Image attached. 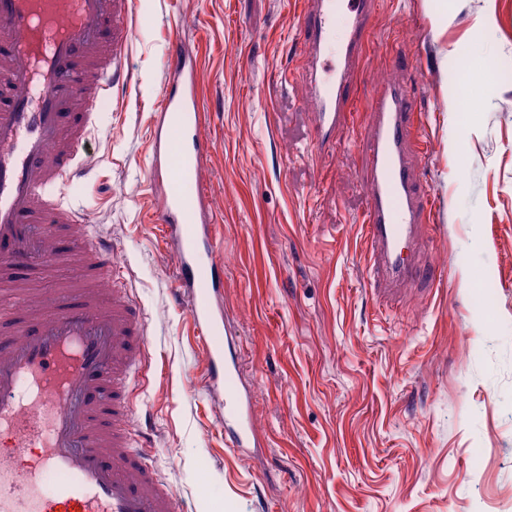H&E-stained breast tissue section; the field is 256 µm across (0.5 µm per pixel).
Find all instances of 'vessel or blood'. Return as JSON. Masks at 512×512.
Wrapping results in <instances>:
<instances>
[{"instance_id": "1", "label": "vessel or blood", "mask_w": 512, "mask_h": 512, "mask_svg": "<svg viewBox=\"0 0 512 512\" xmlns=\"http://www.w3.org/2000/svg\"><path fill=\"white\" fill-rule=\"evenodd\" d=\"M380 0H301L299 45L312 71L310 100L320 152L352 116ZM132 0H0V512H180L174 489L131 442L130 381L145 355L140 306L103 293L106 247L82 237L63 187L84 173L93 108L125 80ZM361 140L362 215L371 287L411 280L421 225L434 201L418 179L426 150L414 135L415 105L404 79L371 87ZM155 131L151 180L163 205L153 218L176 270L206 356L210 392L222 407L226 447L252 440L249 393L227 332L223 265L212 250L213 216L203 164L197 60L172 50ZM39 267L59 283L34 289L20 270ZM37 290L36 305L24 292ZM64 478L53 492L45 473Z\"/></svg>"}]
</instances>
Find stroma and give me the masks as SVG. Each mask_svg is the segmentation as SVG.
<instances>
[{"label": "stroma", "mask_w": 512, "mask_h": 512, "mask_svg": "<svg viewBox=\"0 0 512 512\" xmlns=\"http://www.w3.org/2000/svg\"><path fill=\"white\" fill-rule=\"evenodd\" d=\"M298 0H135L129 83L96 107L85 176L63 199L111 248L143 307L151 369L135 441L186 512H501L512 500V0H383L356 125L320 153L298 67ZM200 62L204 188L225 265L224 322L255 445L225 447L220 407L155 211L151 141L175 42ZM417 102L419 179L438 201L421 277L369 288L358 218L365 88ZM470 93L479 107L461 106Z\"/></svg>", "instance_id": "1"}]
</instances>
